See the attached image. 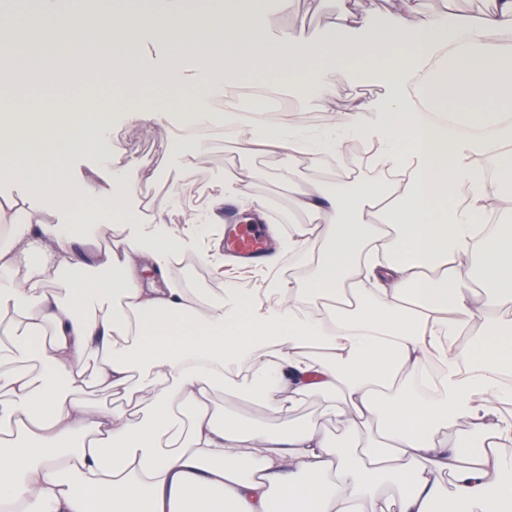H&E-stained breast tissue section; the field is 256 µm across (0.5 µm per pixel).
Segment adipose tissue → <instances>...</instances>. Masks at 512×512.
Segmentation results:
<instances>
[{
  "mask_svg": "<svg viewBox=\"0 0 512 512\" xmlns=\"http://www.w3.org/2000/svg\"><path fill=\"white\" fill-rule=\"evenodd\" d=\"M262 2L147 0L107 17L38 0L21 21L0 10V38L22 37L0 64L13 89L0 179L98 204L87 223L50 224L32 200L0 202V512H512V418L498 412L512 386L497 377L512 370V0L477 20L391 0L383 27L343 0L323 36L286 41L269 37ZM149 34L162 68L145 64ZM247 70L319 96L332 124L258 121L244 151L303 163L350 134L397 174L333 198L293 187L313 224L288 248L311 272L270 282L275 304L230 286L205 301L168 275L200 225L223 223L226 198L262 222L244 169L225 172L206 209L183 208L177 232L116 224L133 163L99 154L100 182L37 177L27 162L104 141L115 113L155 121L148 83H192L199 96L172 114L206 126ZM81 78L120 94L104 107L60 91ZM356 81L380 95L334 111L337 85ZM240 375L241 397L279 418L323 395L343 440L224 412L213 395ZM91 382L112 405L83 399Z\"/></svg>",
  "mask_w": 512,
  "mask_h": 512,
  "instance_id": "1",
  "label": "adipose tissue"
}]
</instances>
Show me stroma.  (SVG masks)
<instances>
[{
  "label": "stroma",
  "instance_id": "35a3bbf8",
  "mask_svg": "<svg viewBox=\"0 0 512 512\" xmlns=\"http://www.w3.org/2000/svg\"><path fill=\"white\" fill-rule=\"evenodd\" d=\"M342 8L341 0H296L289 14L280 13L276 6H269L264 22L272 38L286 40L296 35L315 37L333 26ZM112 134L103 146L112 157L135 161L142 169L134 195L127 198L125 206L139 223L153 224L165 220L168 225L180 226L182 217L179 207L183 199H190L195 206H204L208 198L224 183V172L234 167H247L252 171L248 184L251 195L268 203L265 222L277 227L280 245L276 266L268 271L239 270L236 266H221L202 261L205 253L219 252L221 234L215 225L202 227L194 248L182 258L171 262V275L184 286L196 289L201 296H208L210 289L231 283L239 288H259L269 276H287L289 267L299 265L300 258L288 253L286 243L289 233L298 226L309 224L311 217L294 208L291 193L283 181V174L294 171L296 180L311 187L320 188L326 194H334L337 188L347 185L349 179L365 176L368 165H349L347 151L332 156H321L295 167L288 155L255 152L244 154L239 141L244 132L217 121L208 126L204 143L208 149L206 167L196 168L186 163L182 155L168 151V143L180 139L181 128L167 119H159L149 126L129 124L121 115L111 118ZM33 169L58 168L71 180L91 175L107 178L106 170L97 166L93 152L76 150L66 155L43 153L30 159ZM180 187L183 197L173 196V187Z\"/></svg>",
  "mask_w": 512,
  "mask_h": 512
}]
</instances>
